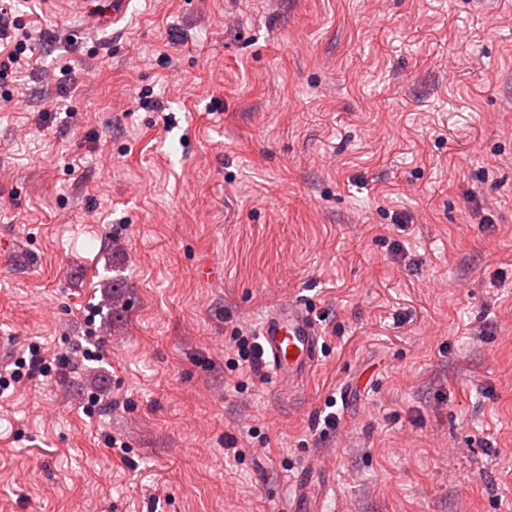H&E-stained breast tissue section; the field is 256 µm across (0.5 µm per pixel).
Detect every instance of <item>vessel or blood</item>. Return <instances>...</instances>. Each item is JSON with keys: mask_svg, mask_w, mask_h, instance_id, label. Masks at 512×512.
Masks as SVG:
<instances>
[{"mask_svg": "<svg viewBox=\"0 0 512 512\" xmlns=\"http://www.w3.org/2000/svg\"><path fill=\"white\" fill-rule=\"evenodd\" d=\"M95 0H80L83 13L92 15L93 24L107 27L126 14L129 0H107V8L94 12ZM259 334L270 374L275 381L303 384L320 359L322 349L319 329L309 311L288 300L272 306L264 315ZM311 471H303L294 481L289 512H319L320 492L312 491Z\"/></svg>", "mask_w": 512, "mask_h": 512, "instance_id": "vessel-or-blood-1", "label": "vessel or blood"}]
</instances>
